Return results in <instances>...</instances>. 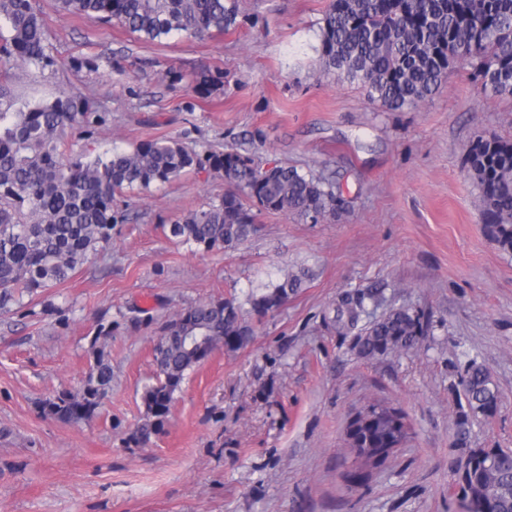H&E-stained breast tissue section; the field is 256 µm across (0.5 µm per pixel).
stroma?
Returning <instances> with one entry per match:
<instances>
[{"mask_svg":"<svg viewBox=\"0 0 512 512\" xmlns=\"http://www.w3.org/2000/svg\"><path fill=\"white\" fill-rule=\"evenodd\" d=\"M329 0H238L243 24L198 40L148 43L119 25L36 0L53 56L79 69H21L19 101L71 90L108 114L74 150L175 138L198 151L235 148L333 181L336 217L317 224L263 212L234 250L202 252L171 222L223 196L221 174L189 171L124 192L112 240L64 283L0 310V512H460L452 494L455 432L475 448H512V253L486 232L466 174L477 138L512 139V101L462 71L415 107L369 101L321 73L315 48ZM220 72L209 98L165 77ZM310 278L281 308L253 320L251 344L217 349L176 394L166 431L137 444L152 349L166 321L209 299L245 301L285 271ZM349 292L372 293L357 327L338 329ZM405 307L427 332L417 348L366 359L360 331ZM112 388L95 417L73 424L41 401L79 392L99 323ZM483 366L501 401L468 416L459 381ZM374 402L401 408L411 437L361 483L347 482L350 415Z\"/></svg>","mask_w":512,"mask_h":512,"instance_id":"obj_1","label":"stroma"}]
</instances>
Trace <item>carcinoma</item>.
<instances>
[{
	"instance_id": "carcinoma-1",
	"label": "carcinoma",
	"mask_w": 512,
	"mask_h": 512,
	"mask_svg": "<svg viewBox=\"0 0 512 512\" xmlns=\"http://www.w3.org/2000/svg\"><path fill=\"white\" fill-rule=\"evenodd\" d=\"M69 14L116 22L145 42L175 34L206 37L236 25L238 0H56ZM0 309L21 303L25 294L67 281L76 268L112 239V225L124 221L114 210L125 189L147 190L189 170L224 176L229 190L218 202L192 210L171 224L170 232L199 250L236 247L255 232L256 212H272L317 224L336 216L340 196L333 183L275 163L262 166L248 152L226 149L198 153L172 138L145 141L132 151L113 149L106 158L86 160L66 149L64 133L77 129L89 137L106 124V113L88 96L64 92L51 102L20 104L7 82L20 64L43 70L55 65L46 22L33 0H0ZM512 0H330L315 47L322 72L361 86L369 100L389 111L415 107L428 99L453 69H466L482 89L512 99ZM475 53L460 58L459 45ZM202 98L224 85L220 73L191 80ZM466 171L479 188V211L493 239L512 252V139L479 137L471 146ZM307 274L289 270L272 287L251 294V311L263 315L280 308L304 286ZM348 320L358 321L361 298L343 300ZM425 329L420 319L396 309L373 322L360 336L365 358L418 346ZM182 336H200L190 348ZM254 337L241 305L209 300L169 320L161 345L153 349L155 383L143 393L145 422L133 434L146 442L164 430L174 396L186 374L218 347L236 351ZM469 408L492 415L500 392L479 365L461 380ZM112 386V366L100 351L82 390L61 391L42 404L45 415L63 421L91 419ZM365 431L378 457L358 448L347 434L358 481L403 447L410 435L398 408L370 405ZM459 459L456 496L472 512H512V449L470 446L468 419L455 436Z\"/></svg>"
}]
</instances>
